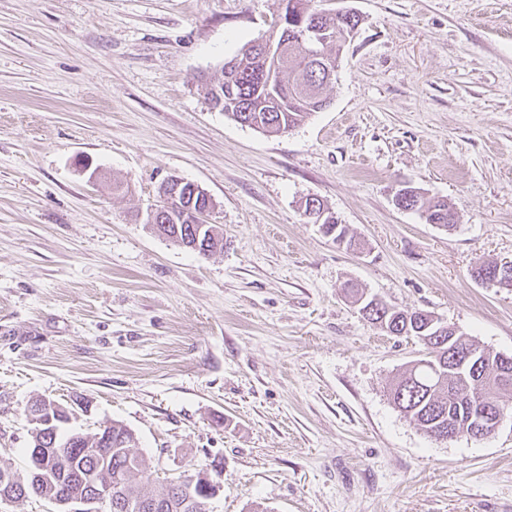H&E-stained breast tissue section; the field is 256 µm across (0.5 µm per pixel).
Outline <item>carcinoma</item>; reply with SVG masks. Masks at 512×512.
<instances>
[{
	"mask_svg": "<svg viewBox=\"0 0 512 512\" xmlns=\"http://www.w3.org/2000/svg\"><path fill=\"white\" fill-rule=\"evenodd\" d=\"M311 0H298L305 14L304 22H317L326 32L321 45L319 62L332 70L339 67L340 54L360 22L359 17L346 12L344 17L325 14L309 7ZM296 20L287 13L279 15L276 29L261 35L264 43L251 40L241 53L225 62L221 76L206 86V100L222 98L218 111L243 124L252 119L259 130L281 134L300 126L314 112L327 104V91L332 80L315 68V62L299 42L283 39L285 29L293 28ZM402 207L420 212L427 223L449 230L458 223L448 201L422 196L402 198ZM343 292L360 304L359 311L380 328L413 337L427 350L424 357L409 363L390 384L389 396L402 413L426 434L441 426L453 425L460 432L469 431L471 416L488 403L494 404L503 418L512 419V382L499 381L497 354L482 348L486 364L480 379L448 374V346L437 338L417 331L415 322L423 323L429 315L418 312L416 320L406 321L401 311L384 302L364 298L357 284L347 281ZM55 430L49 433L29 427L30 446L28 467L23 474L13 473L15 485L25 490L26 498H69L85 491L81 476L93 471L100 482L112 484L116 495L135 493L159 508L147 512H209L207 499L188 479L168 484L159 493L153 487L152 473L146 460L126 445L128 429L119 421L110 423L101 434L108 439L63 428L65 412L58 411ZM39 448L49 449L44 469L35 468L32 459Z\"/></svg>",
	"mask_w": 512,
	"mask_h": 512,
	"instance_id": "carcinoma-1",
	"label": "carcinoma"
}]
</instances>
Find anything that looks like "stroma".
I'll use <instances>...</instances> for the list:
<instances>
[{"instance_id":"1","label":"stroma","mask_w":512,"mask_h":512,"mask_svg":"<svg viewBox=\"0 0 512 512\" xmlns=\"http://www.w3.org/2000/svg\"><path fill=\"white\" fill-rule=\"evenodd\" d=\"M352 10L328 106L269 135L204 78L281 0H0V466L29 400L118 421L163 479L219 463L210 512H512V421L440 442L390 402L417 356L352 280L512 355V0H315ZM205 188L224 250L146 224L160 183ZM411 186L452 230L398 209ZM324 201L354 253L303 216Z\"/></svg>"}]
</instances>
